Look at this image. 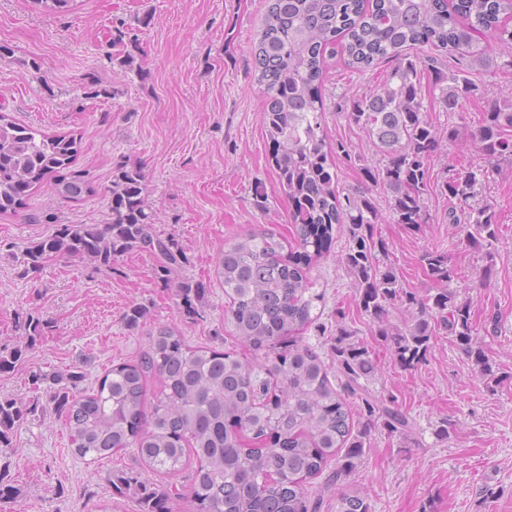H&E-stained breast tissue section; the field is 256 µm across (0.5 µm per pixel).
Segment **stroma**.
<instances>
[{
	"label": "stroma",
	"instance_id": "35a3bbf8",
	"mask_svg": "<svg viewBox=\"0 0 512 512\" xmlns=\"http://www.w3.org/2000/svg\"><path fill=\"white\" fill-rule=\"evenodd\" d=\"M264 12L265 0H75L58 13L39 9L34 0H0V45L11 50L0 58V110L23 125L80 135L75 168L89 172L95 188L74 202L45 186L18 211L0 214V350L26 351L14 370L0 374V398L33 399L32 374L73 366L84 372L83 388L96 390L105 372L135 359L162 323L174 325L190 345L252 359L224 325L215 259L247 230L290 233L254 65ZM392 67L383 60L360 71L340 56L327 61L321 87L326 140L345 143L352 154L348 161L333 159L340 190L364 184L362 168L376 163L379 153L337 105L373 90ZM473 79L480 91L463 112H427L440 131L454 124L461 130L433 155L425 196L429 223L380 224L375 237L403 285L421 293L432 285L420 263L423 251H448L451 286L470 301L473 333L490 348L501 382L476 377L451 336L438 337L419 364H400L357 305L342 262L346 230L334 229L329 251L309 271L325 307L305 341L324 345L337 319H344L377 363L368 390L395 396L417 425L413 446L375 429L349 481L350 489L367 495L372 512H512V166L490 170L483 186L500 229L487 288L476 285L481 253L449 224L448 198L439 188L449 163H479L470 134L488 107L512 96V57L502 56L493 72ZM120 160L144 167L156 230L174 235L186 252L184 276L209 286L196 315L182 313L174 288L159 283L152 259L137 251L121 257L109 275L81 259L49 260L31 282L14 274L23 247L54 230L36 223V216L50 212L62 224L107 220ZM258 191L266 197L261 209L253 201ZM133 303L148 312L135 331L122 321ZM29 313L44 323L41 336H27L20 318ZM492 313L499 322L490 334ZM445 419L452 422L447 436H436ZM0 472L12 487L0 498V512H101L106 503L112 512H148L151 492L168 494L170 512H196L184 475L144 468L134 448L85 463L70 449L63 418L51 412L18 426L0 445ZM132 472L140 483L116 491L118 479ZM486 487L494 496L483 497Z\"/></svg>",
	"mask_w": 512,
	"mask_h": 512
}]
</instances>
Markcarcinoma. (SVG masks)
<instances>
[{"label": "carcinoma", "instance_id": "1", "mask_svg": "<svg viewBox=\"0 0 512 512\" xmlns=\"http://www.w3.org/2000/svg\"><path fill=\"white\" fill-rule=\"evenodd\" d=\"M512 0H267L254 45L263 86V122L271 143L278 184L290 206L292 239L250 230L218 254L216 280L228 298L224 325L232 336L262 355L245 361L230 351L189 345L172 325L149 336L137 359L112 366L97 389L83 393L84 373H34L46 383V403L0 399V442L38 411L65 418L72 453L94 463L125 448L138 449L148 468L175 474L198 460L189 488L198 512H310L306 484L336 461V512H372L366 495L347 490L371 435L382 423L389 436H413L415 423L393 397L365 392L362 381L377 370L355 331L336 321L331 362L300 336L315 323L324 295L307 276L327 252L333 226L345 225L349 246L343 263L354 279L362 312L406 366L424 359L439 336H453L474 373L499 381L485 342L473 335L470 304L448 287V252L427 250L421 262L440 287L420 295L402 285L380 258L377 224L418 227L428 223L424 194L441 132L427 119L421 71L434 74L433 96L445 112H460L476 91L470 74L487 70L498 54L512 56ZM482 33L484 44L475 43ZM431 43L441 53L468 58L467 69L445 72L437 58L417 61L403 51ZM341 54L353 69L390 59L394 66L374 91L352 99L347 117L368 134L380 162L364 169V186L346 193L336 186L332 153L350 158L343 143L329 147L319 92L326 59ZM483 164L451 168L441 184L448 196V223L471 244L497 240L494 206L484 200L488 167L512 161V100L483 115L475 135ZM80 139L74 133L46 135L0 113V212L17 211L44 184L66 201L94 191L73 170ZM391 191L383 215L373 188ZM103 224H59L24 247L16 277H41L50 259L87 260L105 274L120 257L139 251L154 261V275L173 284L184 312L193 314L206 285L177 276L188 258L176 238L155 230L148 181L140 165L117 163ZM396 308L403 321L389 320ZM147 310L130 305L122 321L139 328ZM150 379L161 391L145 406ZM337 384H332V381Z\"/></svg>", "mask_w": 512, "mask_h": 512}]
</instances>
